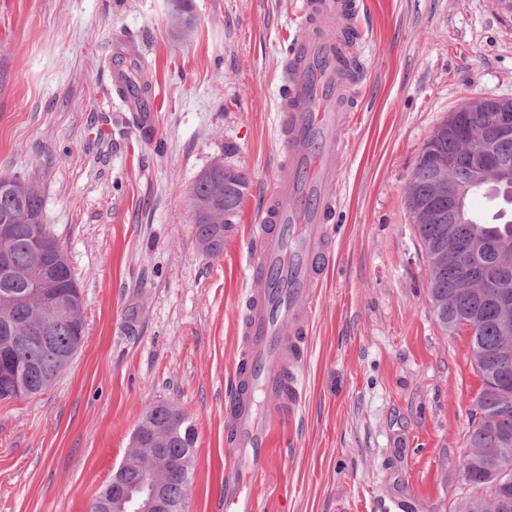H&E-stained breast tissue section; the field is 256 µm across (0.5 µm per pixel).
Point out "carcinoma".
Masks as SVG:
<instances>
[{
    "instance_id": "1",
    "label": "carcinoma",
    "mask_w": 512,
    "mask_h": 512,
    "mask_svg": "<svg viewBox=\"0 0 512 512\" xmlns=\"http://www.w3.org/2000/svg\"><path fill=\"white\" fill-rule=\"evenodd\" d=\"M455 145L448 137H431L423 147L405 191L407 209L416 224L420 243L430 263L429 299L431 304L441 302L444 310L434 309L439 326L446 332L464 328L470 333L471 360L482 379L478 393V404L474 405L472 421L466 434L467 447L498 449L501 436L512 434V410L505 411L502 404L505 398H512V359L500 360L497 349L501 336L495 325L496 303L487 296L475 299L458 288L459 259L448 253V204H443L434 213L424 217L420 210L431 205L434 194V174L432 157L454 151ZM8 177H0V221L8 218L13 224V233L6 242L0 241V248L7 247L13 257V272L5 276L0 273V322L10 319L22 335L31 336L39 327V317L34 305L25 300L32 282L27 276L34 262L30 241L33 236L42 237L41 249L45 253L61 255L63 250L57 239L44 224L43 197L35 184H30L27 195L17 197L6 190ZM229 201L225 205L224 225L195 224L194 234L197 242L211 240L214 246L207 251L209 255H218L224 250V228L231 227L237 211L248 188V176L237 170L231 180ZM213 187L197 179L192 188L193 203L199 206L205 203ZM496 219L504 221L503 227H491L466 217L458 225L461 241L469 242L483 239L499 244L505 240L512 244V220L506 219V211H501ZM472 264V270L491 281V286L502 285L512 293V263L503 262L495 252L486 250L465 257ZM58 293L81 298L79 285L69 264L60 267L55 279ZM85 337V322L82 314H65L55 333L53 350L48 351L38 345L17 343L13 347L12 360L7 369V377L0 378V391L9 385L16 389L15 398L28 396L27 389L36 385L40 370L60 373L66 363L59 360L65 352L80 348ZM179 416V431L184 446L174 444L167 449V462L180 464L183 457H193L195 452V428L188 424L186 417L172 402L162 401L152 404L144 413V418L153 426H165L174 419L170 413ZM188 478L173 475L168 485L170 496L183 501L187 495ZM502 496L512 498V478L498 482L496 477L484 466L475 464L469 482V494L465 502H471L482 512H493L495 503Z\"/></svg>"
}]
</instances>
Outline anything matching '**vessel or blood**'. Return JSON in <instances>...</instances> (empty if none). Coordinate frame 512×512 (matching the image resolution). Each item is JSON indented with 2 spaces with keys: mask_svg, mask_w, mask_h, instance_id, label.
<instances>
[{
  "mask_svg": "<svg viewBox=\"0 0 512 512\" xmlns=\"http://www.w3.org/2000/svg\"><path fill=\"white\" fill-rule=\"evenodd\" d=\"M342 0H306L286 57L288 93L280 101L279 177L259 212L248 265L253 289L238 323L236 383L224 408V429L236 468L224 475V512H260L247 482L263 477L278 427L302 398L299 372L319 288L335 263L332 226L339 201L335 132L355 120L348 84L363 82L346 47L349 26H337Z\"/></svg>",
  "mask_w": 512,
  "mask_h": 512,
  "instance_id": "obj_1",
  "label": "vessel or blood"
}]
</instances>
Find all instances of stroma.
<instances>
[{"label":"stroma","mask_w":512,"mask_h":512,"mask_svg":"<svg viewBox=\"0 0 512 512\" xmlns=\"http://www.w3.org/2000/svg\"><path fill=\"white\" fill-rule=\"evenodd\" d=\"M0 0V176L36 182L86 335L51 387L0 404V512H88L146 407L196 431L185 512H224V397L262 200L277 174L284 35L302 0ZM366 82L339 130L336 263L318 291L304 396L270 449L261 512H455L482 381L443 331L405 189L468 99H512V13L494 0H363ZM161 102L136 127L119 41ZM250 182L220 255L193 232L213 161Z\"/></svg>","instance_id":"35a3bbf8"}]
</instances>
